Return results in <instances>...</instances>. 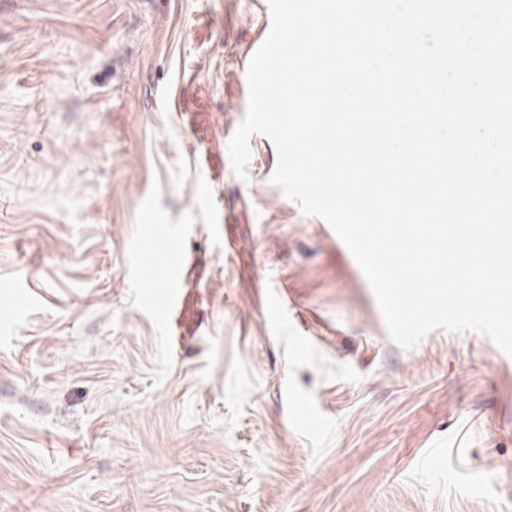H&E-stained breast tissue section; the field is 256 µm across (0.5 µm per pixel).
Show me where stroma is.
<instances>
[{"label": "stroma", "instance_id": "35a3bbf8", "mask_svg": "<svg viewBox=\"0 0 512 512\" xmlns=\"http://www.w3.org/2000/svg\"><path fill=\"white\" fill-rule=\"evenodd\" d=\"M267 12L0 0V512H512V357L233 172Z\"/></svg>", "mask_w": 512, "mask_h": 512}]
</instances>
